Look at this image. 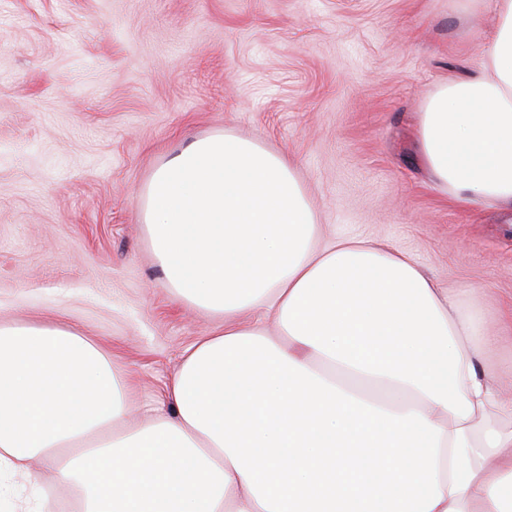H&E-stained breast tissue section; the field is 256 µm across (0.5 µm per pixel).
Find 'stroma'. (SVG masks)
<instances>
[{"label": "stroma", "mask_w": 512, "mask_h": 512, "mask_svg": "<svg viewBox=\"0 0 512 512\" xmlns=\"http://www.w3.org/2000/svg\"><path fill=\"white\" fill-rule=\"evenodd\" d=\"M494 28L464 0H0V322L97 342L131 422L167 409L224 315L170 286L140 195L184 143L230 133L292 161L321 238L409 253L500 327L512 214L445 197L417 146Z\"/></svg>", "instance_id": "1"}]
</instances>
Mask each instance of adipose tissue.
Masks as SVG:
<instances>
[{"instance_id":"obj_1","label":"adipose tissue","mask_w":512,"mask_h":512,"mask_svg":"<svg viewBox=\"0 0 512 512\" xmlns=\"http://www.w3.org/2000/svg\"><path fill=\"white\" fill-rule=\"evenodd\" d=\"M466 7L494 11V39L428 99L418 144L444 191L512 211V0ZM141 208L168 281L223 331L185 349L172 414L130 428L95 343L0 324L1 470L74 485L80 512H512L498 338L461 295L386 244L319 242L292 163L246 138L190 141Z\"/></svg>"}]
</instances>
